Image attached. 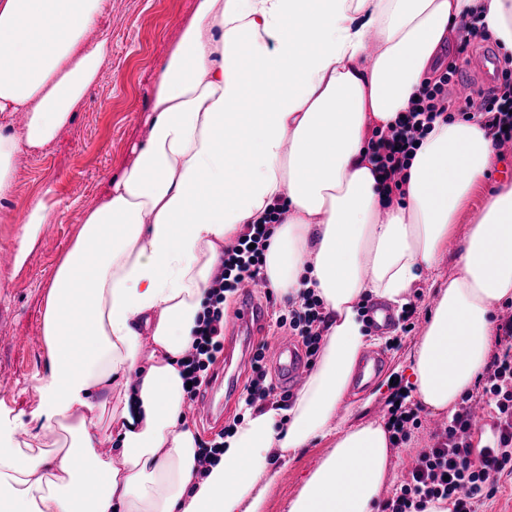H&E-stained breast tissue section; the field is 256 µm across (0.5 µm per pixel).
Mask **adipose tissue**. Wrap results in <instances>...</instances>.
Segmentation results:
<instances>
[{"instance_id": "adipose-tissue-1", "label": "adipose tissue", "mask_w": 512, "mask_h": 512, "mask_svg": "<svg viewBox=\"0 0 512 512\" xmlns=\"http://www.w3.org/2000/svg\"><path fill=\"white\" fill-rule=\"evenodd\" d=\"M106 0H0V199L14 161L50 145L109 60ZM512 51V0H195L156 83L149 134L87 211L42 315L48 428L0 433V512H264L288 459L334 437L288 512H374L389 467L378 423L336 424L366 346V294L404 304L494 161L479 119L435 121L387 201L367 156L471 17ZM23 122L13 126L15 113ZM264 276L329 318L291 408L248 409L198 475L183 364L224 247L272 206ZM512 299V183L474 213L405 375L434 413L471 391Z\"/></svg>"}]
</instances>
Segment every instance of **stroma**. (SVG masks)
Wrapping results in <instances>:
<instances>
[{
    "instance_id": "35a3bbf8",
    "label": "stroma",
    "mask_w": 512,
    "mask_h": 512,
    "mask_svg": "<svg viewBox=\"0 0 512 512\" xmlns=\"http://www.w3.org/2000/svg\"><path fill=\"white\" fill-rule=\"evenodd\" d=\"M193 6L194 0H107V10L95 31L109 36L112 58L98 83L76 108L72 123L52 144L35 152H22L15 159L14 190L0 199V253L16 252L27 209L46 184L54 186L53 195L47 199L53 207V220L41 225L25 264L19 268L0 264V417L18 426H41L35 384L46 367L42 314L54 269L79 233L86 212L98 203L109 181L120 176L133 147L146 139L144 119L156 79ZM500 161L466 202L453 227L452 248L442 254L432 273L421 276L411 288L408 304L414 309V330L407 333L397 325L379 340L369 342V350L382 353L385 363L364 386L350 385L336 413L341 424L382 421L391 393L385 379L392 374L403 375L410 354L421 341L439 284L456 272L458 248L469 232L471 215L481 208L502 177H512V150L503 152ZM236 374L238 390L224 388L217 393L224 402L220 419L202 423L196 416L188 418L203 442L215 440L247 410L242 388L252 371L245 365ZM419 418L421 424L411 429L408 441L391 449L392 466L383 495H390L405 479L438 427L436 415L428 409H421ZM333 444V438H323L301 450L293 460H278L281 478L268 493L267 512H288L289 501Z\"/></svg>"
}]
</instances>
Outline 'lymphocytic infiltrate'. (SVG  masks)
I'll return each instance as SVG.
<instances>
[{"label":"lymphocytic infiltrate","mask_w":512,"mask_h":512,"mask_svg":"<svg viewBox=\"0 0 512 512\" xmlns=\"http://www.w3.org/2000/svg\"><path fill=\"white\" fill-rule=\"evenodd\" d=\"M459 70L457 61L448 62L388 133L371 140V160L382 175L384 192L402 189L403 172L420 139L436 119L451 122L456 115H467L473 109L485 115L494 147L512 142V77L503 76L500 86L481 99L470 98L460 104L450 91ZM279 220V209H271L264 223L248 225L237 242L225 246L224 261L213 275L197 343L185 365L187 379L192 383L187 391L189 399L201 394L202 374L214 364L221 349L225 292L239 290L244 282L262 279L264 255ZM278 324L298 334L306 356L311 358L320 348L327 318L322 302L310 291ZM499 330V350L483 374L481 393L462 397L447 425L434 434L432 443L418 455L407 479L382 502L381 512H426L429 503L438 500L447 501L450 512H476L477 502L495 495L499 475L512 474V317L501 323ZM477 402L487 408L493 420V440L480 447L472 442L476 425L472 407Z\"/></svg>","instance_id":"lymphocytic-infiltrate-1"}]
</instances>
